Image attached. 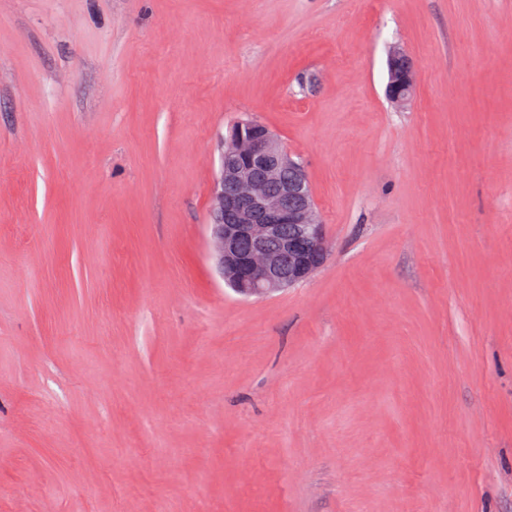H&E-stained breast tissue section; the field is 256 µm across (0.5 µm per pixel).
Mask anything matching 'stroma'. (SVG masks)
<instances>
[{
    "instance_id": "obj_1",
    "label": "stroma",
    "mask_w": 512,
    "mask_h": 512,
    "mask_svg": "<svg viewBox=\"0 0 512 512\" xmlns=\"http://www.w3.org/2000/svg\"><path fill=\"white\" fill-rule=\"evenodd\" d=\"M248 118L328 244L252 298L207 235ZM49 502L512 512V0H0V512ZM389 71L388 97L398 104L409 102L414 92L413 61L399 48H393L389 53Z\"/></svg>"
}]
</instances>
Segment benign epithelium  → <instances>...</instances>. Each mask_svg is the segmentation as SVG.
<instances>
[{
    "mask_svg": "<svg viewBox=\"0 0 512 512\" xmlns=\"http://www.w3.org/2000/svg\"><path fill=\"white\" fill-rule=\"evenodd\" d=\"M387 95L405 104L414 63L389 53ZM219 169L211 189L208 259L213 272L245 297L267 295L310 279L324 264V224L303 165L257 119L218 136Z\"/></svg>",
    "mask_w": 512,
    "mask_h": 512,
    "instance_id": "benign-epithelium-1",
    "label": "benign epithelium"
}]
</instances>
